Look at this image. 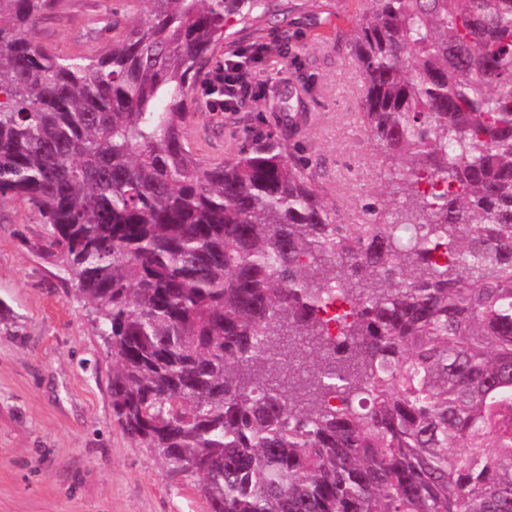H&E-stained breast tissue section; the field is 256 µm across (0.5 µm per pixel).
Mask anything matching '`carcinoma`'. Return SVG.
<instances>
[{
	"instance_id": "carcinoma-1",
	"label": "carcinoma",
	"mask_w": 512,
	"mask_h": 512,
	"mask_svg": "<svg viewBox=\"0 0 512 512\" xmlns=\"http://www.w3.org/2000/svg\"><path fill=\"white\" fill-rule=\"evenodd\" d=\"M54 3L0 0V198L94 314L126 435L210 512H512V0H364L360 224L281 137L186 142L266 0H149L101 55L35 41Z\"/></svg>"
}]
</instances>
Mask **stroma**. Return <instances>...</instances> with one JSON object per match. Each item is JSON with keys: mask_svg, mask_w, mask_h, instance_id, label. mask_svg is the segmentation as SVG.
<instances>
[{"mask_svg": "<svg viewBox=\"0 0 512 512\" xmlns=\"http://www.w3.org/2000/svg\"><path fill=\"white\" fill-rule=\"evenodd\" d=\"M269 4L265 17L232 19L213 58L265 47L253 71L260 93L240 111L216 112L195 89L185 138L215 162L251 133L295 127L290 151L322 166L328 202L350 220L377 188L359 124L362 77L346 50L362 4ZM149 10L148 0H58L34 37L52 53L104 51ZM44 237L27 204L0 200V512H208L198 483L166 478L162 459L114 417L112 361Z\"/></svg>", "mask_w": 512, "mask_h": 512, "instance_id": "stroma-1", "label": "stroma"}]
</instances>
